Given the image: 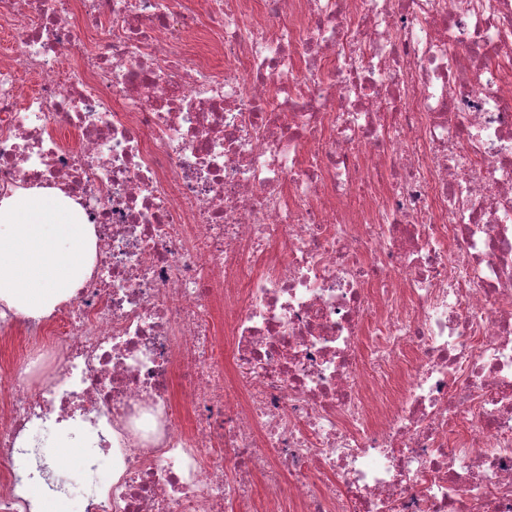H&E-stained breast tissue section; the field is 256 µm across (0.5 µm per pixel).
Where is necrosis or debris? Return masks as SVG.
<instances>
[{
  "mask_svg": "<svg viewBox=\"0 0 512 512\" xmlns=\"http://www.w3.org/2000/svg\"><path fill=\"white\" fill-rule=\"evenodd\" d=\"M34 186L96 254L0 305V512L49 425L84 512H512V0H0ZM55 438L52 442L45 445L43 448H69L67 454L74 452L71 448H90L91 442L82 434L79 429L72 428L66 429L61 428L52 431ZM69 452V453H68Z\"/></svg>",
  "mask_w": 512,
  "mask_h": 512,
  "instance_id": "4bbe7bcc",
  "label": "necrosis or debris"
}]
</instances>
